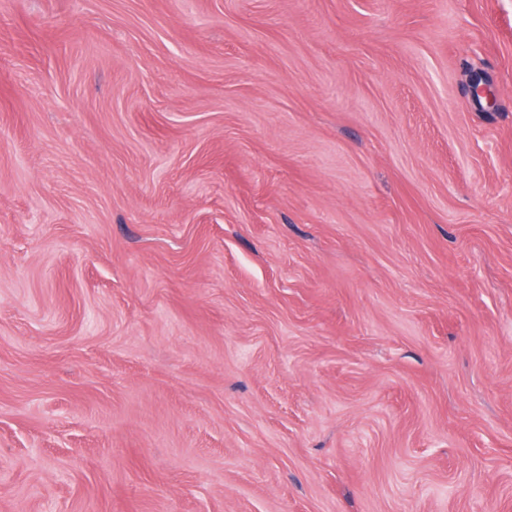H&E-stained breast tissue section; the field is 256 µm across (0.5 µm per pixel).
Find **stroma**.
I'll return each mask as SVG.
<instances>
[{
  "instance_id": "1",
  "label": "stroma",
  "mask_w": 512,
  "mask_h": 512,
  "mask_svg": "<svg viewBox=\"0 0 512 512\" xmlns=\"http://www.w3.org/2000/svg\"><path fill=\"white\" fill-rule=\"evenodd\" d=\"M0 512H512V0H0Z\"/></svg>"
}]
</instances>
